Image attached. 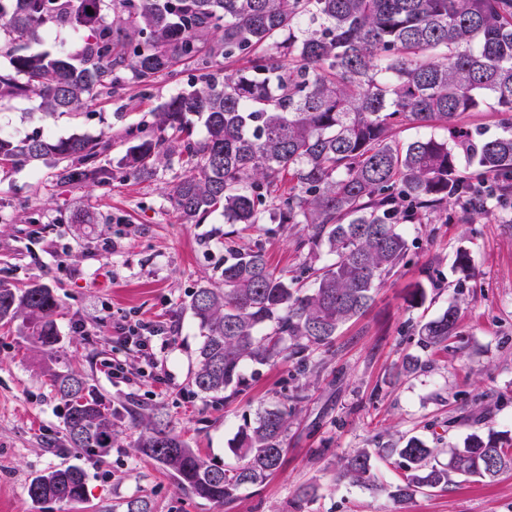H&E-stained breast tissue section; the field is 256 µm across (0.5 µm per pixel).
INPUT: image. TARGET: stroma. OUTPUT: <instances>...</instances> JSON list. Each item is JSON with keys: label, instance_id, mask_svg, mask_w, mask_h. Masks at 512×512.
Instances as JSON below:
<instances>
[{"label": "stroma", "instance_id": "35a3bbf8", "mask_svg": "<svg viewBox=\"0 0 512 512\" xmlns=\"http://www.w3.org/2000/svg\"><path fill=\"white\" fill-rule=\"evenodd\" d=\"M193 75L189 67L158 78L149 92L132 87L53 118L41 117L36 101H5L0 131L22 137L39 128L57 139L106 132L114 146L103 163L114 167L126 150V129ZM184 172L176 161L147 181L114 180L107 192L89 182L57 185L53 166L45 164L0 172V282L52 289L62 304L58 369L80 371L120 413L117 442L105 456L68 449L62 406L42 374L41 356L15 328L0 327V512H107L140 496L156 512H512V471L492 483L455 475L447 489L420 490L401 505L387 495L403 479L398 456L372 459L386 492L338 477L343 457L394 448L411 436L439 449L443 464L444 448L462 445L477 429L512 436V208L492 205L473 224L453 202L447 220L403 225L411 263L377 289L362 315L340 326L317 377L304 380L289 362H248L236 394L205 397L191 385L200 336L188 303L198 287L219 285L225 234L235 233L243 248L262 245L280 270H297L313 256L323 265L332 256L327 247L301 245L297 231L277 224L234 232L218 211L198 224L180 223L166 189ZM78 206L93 212L96 223H66ZM419 283L425 295L415 302L411 293ZM454 299L458 336L447 349H422L416 325L438 317ZM136 319L171 329L172 341L157 353L164 383L127 379L142 359L120 337ZM408 355L420 368L396 374ZM115 359L124 362L123 375L112 374ZM292 396L298 413L282 467L263 484L242 487L224 507L184 493L137 446L135 415L160 412L205 459L232 466L238 430ZM70 465L86 474L81 508L31 503L26 486L33 476ZM304 485L315 486L316 494L302 502L296 491Z\"/></svg>", "mask_w": 512, "mask_h": 512}]
</instances>
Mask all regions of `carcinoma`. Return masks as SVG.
<instances>
[{
    "label": "carcinoma",
    "mask_w": 512,
    "mask_h": 512,
    "mask_svg": "<svg viewBox=\"0 0 512 512\" xmlns=\"http://www.w3.org/2000/svg\"><path fill=\"white\" fill-rule=\"evenodd\" d=\"M64 24L83 34L78 55L25 51ZM2 53L11 68L0 69V102L37 97L45 117L130 84L147 88L185 65L199 74L125 131L117 173L102 164L112 136L53 139L41 130L0 134L1 170L53 160L57 184L90 180L106 191L118 177L153 178L176 155L188 174L170 184L168 201L182 223L220 210L227 224H303L306 243L335 256L290 276L261 247H227L224 287H200L188 304L201 337L191 384L201 395L240 384L245 361L294 359L300 375L320 371L338 328L369 307L407 257L398 225L435 218L466 195V218L475 221L492 199L512 195V0H0ZM485 108L503 134L476 141L466 119ZM189 114L205 116L200 141ZM408 126H439L448 139L403 142ZM463 156L490 189L463 174ZM306 279L313 287L303 288ZM59 309L43 284L0 285V323L20 322L50 363ZM459 311L451 301L422 324L423 346L447 349ZM46 372L63 404L68 447L88 455L112 448L115 414L85 377ZM295 415L284 401L240 428L238 463L219 473L158 414L141 422L137 447L186 493L222 506L280 468ZM447 451L441 467L440 449L416 437L392 449L405 471L393 490L376 482L366 449L344 459L339 478L404 503L422 488L447 486L452 472L493 480L512 470V436L499 432L473 433ZM27 495L36 504L82 503L85 474L40 473Z\"/></svg>",
    "instance_id": "1"
}]
</instances>
